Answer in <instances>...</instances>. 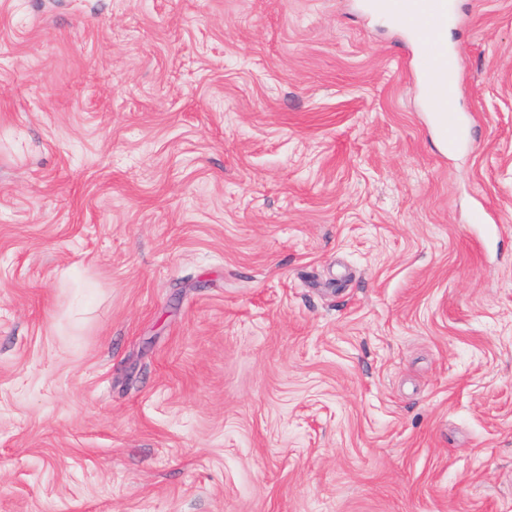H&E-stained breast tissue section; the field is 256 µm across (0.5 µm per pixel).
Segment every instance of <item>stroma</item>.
Masks as SVG:
<instances>
[{
  "label": "stroma",
  "mask_w": 512,
  "mask_h": 512,
  "mask_svg": "<svg viewBox=\"0 0 512 512\" xmlns=\"http://www.w3.org/2000/svg\"><path fill=\"white\" fill-rule=\"evenodd\" d=\"M362 3L0 0V512H512V0L450 151Z\"/></svg>",
  "instance_id": "stroma-1"
}]
</instances>
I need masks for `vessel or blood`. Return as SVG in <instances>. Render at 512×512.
Instances as JSON below:
<instances>
[{
  "mask_svg": "<svg viewBox=\"0 0 512 512\" xmlns=\"http://www.w3.org/2000/svg\"><path fill=\"white\" fill-rule=\"evenodd\" d=\"M377 8L419 32L417 65L420 92L430 111L445 117L443 136L449 147L466 136L464 125L448 111L456 98L458 58L443 48L448 38V22L454 10L452 0H375Z\"/></svg>",
  "mask_w": 512,
  "mask_h": 512,
  "instance_id": "vessel-or-blood-1",
  "label": "vessel or blood"
}]
</instances>
